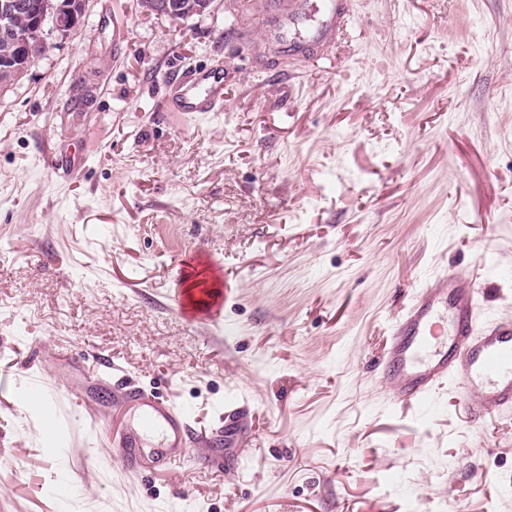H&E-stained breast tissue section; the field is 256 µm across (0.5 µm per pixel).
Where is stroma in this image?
Returning a JSON list of instances; mask_svg holds the SVG:
<instances>
[{
    "label": "stroma",
    "instance_id": "obj_1",
    "mask_svg": "<svg viewBox=\"0 0 512 512\" xmlns=\"http://www.w3.org/2000/svg\"><path fill=\"white\" fill-rule=\"evenodd\" d=\"M347 2L311 68L292 34L327 0H88L0 90V512H512V409L470 419L451 383L402 405L377 371L443 267L512 317V0ZM214 58L223 111H166ZM183 265L225 289L220 323L177 306ZM113 368L197 439L244 401L238 459L128 472ZM33 387L44 413L16 408ZM170 6L171 16L174 20H185L200 15L209 7L205 6L206 0H160Z\"/></svg>",
    "mask_w": 512,
    "mask_h": 512
}]
</instances>
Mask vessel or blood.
Here are the masks:
<instances>
[{
    "label": "vessel or blood",
    "mask_w": 512,
    "mask_h": 512,
    "mask_svg": "<svg viewBox=\"0 0 512 512\" xmlns=\"http://www.w3.org/2000/svg\"><path fill=\"white\" fill-rule=\"evenodd\" d=\"M331 17L315 40L308 61H317L333 33L352 25L345 0H333ZM164 106L169 112H220L224 109V69L220 66L175 72ZM480 292L472 278L445 270L422 288L414 303L395 321L380 362L386 387L402 404L425 400L446 382H455L466 409L476 416L512 406V319L484 323ZM116 408L130 412L131 428L117 433L113 451L121 459L135 448H156L155 465L190 456L188 413L171 401L126 386ZM245 409L224 405V436L234 440Z\"/></svg>",
    "instance_id": "obj_1"
}]
</instances>
